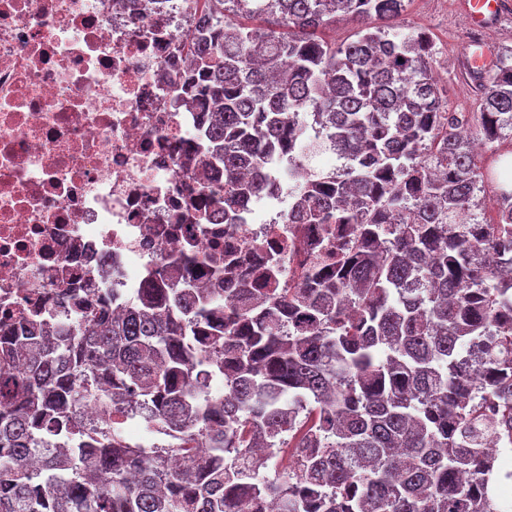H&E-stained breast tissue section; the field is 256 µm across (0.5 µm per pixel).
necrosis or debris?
<instances>
[{"label":"necrosis or debris","instance_id":"4bbe7bcc","mask_svg":"<svg viewBox=\"0 0 512 512\" xmlns=\"http://www.w3.org/2000/svg\"><path fill=\"white\" fill-rule=\"evenodd\" d=\"M200 0H0V332L80 303L118 307L182 258H233L285 288L342 236L293 224L287 196L202 224L183 149L204 126L172 91Z\"/></svg>","mask_w":512,"mask_h":512}]
</instances>
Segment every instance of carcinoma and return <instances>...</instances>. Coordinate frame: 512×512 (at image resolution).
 I'll return each mask as SVG.
<instances>
[{
	"label": "carcinoma",
	"instance_id": "carcinoma-1",
	"mask_svg": "<svg viewBox=\"0 0 512 512\" xmlns=\"http://www.w3.org/2000/svg\"><path fill=\"white\" fill-rule=\"evenodd\" d=\"M403 2L203 0L179 85L221 104L198 150L224 194L199 223H237L285 157L292 223L355 233L336 276L227 311L197 282L233 263L195 261L66 336L0 335V512H499L485 445H512V190L496 230L459 222L495 177L458 126L512 131V53L481 111L445 112L432 40L391 25ZM338 11L358 31L336 46L317 32ZM315 126L330 171L305 164ZM91 403L110 423L83 422ZM137 416L165 444L128 440Z\"/></svg>",
	"mask_w": 512,
	"mask_h": 512
}]
</instances>
